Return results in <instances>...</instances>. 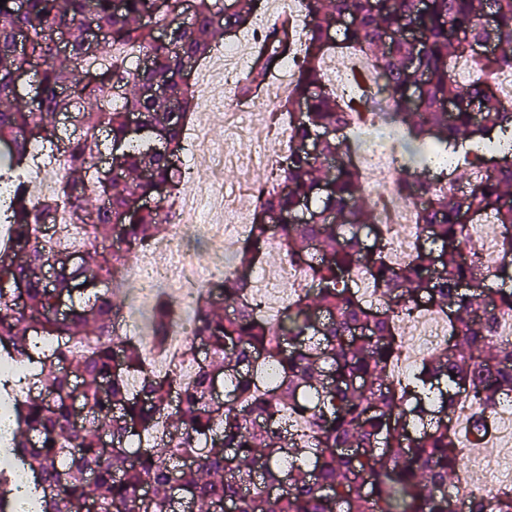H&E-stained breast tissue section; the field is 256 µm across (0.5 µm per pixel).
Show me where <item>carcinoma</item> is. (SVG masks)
<instances>
[{
  "mask_svg": "<svg viewBox=\"0 0 512 512\" xmlns=\"http://www.w3.org/2000/svg\"><path fill=\"white\" fill-rule=\"evenodd\" d=\"M417 2L296 0L304 27L283 21L260 38L249 83L296 60L278 107L288 150L264 178L273 184L257 196L233 274L195 295L189 350L207 353L189 380L153 370L124 331L118 293L132 258L176 215L194 68L217 33L248 27L260 0L0 7V184L10 186L0 198V362L25 366L0 373V407L16 425L0 454L34 478L25 512H178L181 495L197 512H460L448 479L465 452L451 415L460 402L474 407L478 444L512 394V341L495 336L487 311L512 315V103L494 82L512 63V0H428L423 14ZM488 10L496 27L481 54ZM413 25L417 42L402 35ZM347 55L372 68L348 100L323 69ZM462 61L476 72L466 85L455 76ZM76 103L79 133L61 146L58 117ZM374 120L399 125L394 161L411 174L404 200L430 241L398 268L373 209L357 204L362 173L342 134ZM317 134L315 152L298 149ZM105 149L110 172L96 163ZM59 165L78 178L33 196L28 175ZM63 205L68 224L56 223ZM270 213L294 221L272 225ZM479 220L498 229L501 287L490 298L478 292L481 253L459 251ZM108 229L118 243L106 244ZM277 233L310 282L268 317L248 270ZM52 254L80 258L59 262L49 281ZM360 265L381 297L375 308L350 279ZM423 313L443 314L448 338L396 379L398 322ZM172 316L169 296L159 297L154 339H166ZM218 364L229 378L222 406L212 397ZM0 512H15V473L4 466ZM468 512H512V492L473 496Z\"/></svg>",
  "mask_w": 512,
  "mask_h": 512,
  "instance_id": "carcinoma-1",
  "label": "carcinoma"
}]
</instances>
